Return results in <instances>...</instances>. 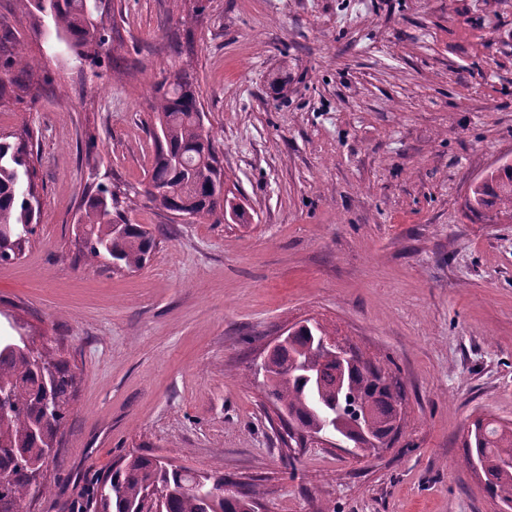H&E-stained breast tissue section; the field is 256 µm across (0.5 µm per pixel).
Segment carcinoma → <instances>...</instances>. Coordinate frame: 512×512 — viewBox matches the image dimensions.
<instances>
[{
	"label": "carcinoma",
	"mask_w": 512,
	"mask_h": 512,
	"mask_svg": "<svg viewBox=\"0 0 512 512\" xmlns=\"http://www.w3.org/2000/svg\"><path fill=\"white\" fill-rule=\"evenodd\" d=\"M49 18V29L74 51L80 62L97 58L108 42L107 28L90 23L92 0H20ZM149 120L159 127L153 139L155 158L148 180L155 192L148 199L168 212H184L192 221L222 224L229 216L244 223L246 212L224 189L209 131L198 121L197 79L187 69L176 80L162 76L154 86ZM37 99L27 80H0V104ZM30 129L9 142L0 138V264L21 255L36 232L39 206L27 200L28 175L34 174ZM470 215L485 224L512 223V164H504L486 181L470 188ZM118 194L99 184L83 203L75 226L85 263L114 270L136 271L157 242L139 224L116 221ZM330 335L318 322L295 328L288 344L260 367L268 397L288 414V428L300 436L328 430L346 436V407L360 410L374 437L397 438L402 384L385 369L355 350L352 363L341 364L321 346ZM78 385L70 362L48 347L0 340V470L10 480L0 485V512H21L22 503L40 497L37 479L64 425ZM465 462H482L485 489L506 506L512 505V426L483 417L474 420L464 439ZM219 470L199 476L161 458L130 453L100 474L92 487L88 512H253L255 494L224 488Z\"/></svg>",
	"instance_id": "cac0c4a2"
}]
</instances>
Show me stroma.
<instances>
[{
  "label": "stroma",
  "mask_w": 512,
  "mask_h": 512,
  "mask_svg": "<svg viewBox=\"0 0 512 512\" xmlns=\"http://www.w3.org/2000/svg\"><path fill=\"white\" fill-rule=\"evenodd\" d=\"M99 15L109 42L81 63L48 17L0 0V76L22 47L41 87L0 107V133L32 130L42 202L0 265V336L57 340L79 377L23 512H80L132 452L221 468L259 489L256 512H500L462 443L476 417L512 423V224L462 203L512 158V0H102ZM182 67L249 223L182 222L139 193L151 88ZM100 182L132 190L125 217L157 237L139 271L76 258ZM307 319L403 384L390 447H285L253 368Z\"/></svg>",
  "instance_id": "obj_1"
}]
</instances>
